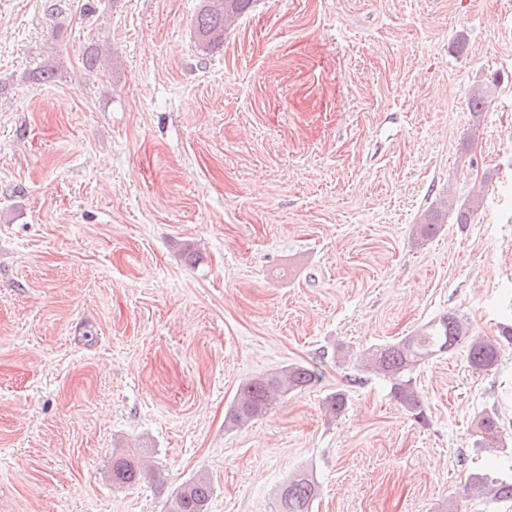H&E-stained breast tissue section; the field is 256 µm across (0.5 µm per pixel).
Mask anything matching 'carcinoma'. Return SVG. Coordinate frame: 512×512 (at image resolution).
<instances>
[{"label": "carcinoma", "mask_w": 512, "mask_h": 512, "mask_svg": "<svg viewBox=\"0 0 512 512\" xmlns=\"http://www.w3.org/2000/svg\"><path fill=\"white\" fill-rule=\"evenodd\" d=\"M253 0H200L195 21L197 48L208 54L224 44V32L246 12ZM474 205L458 204L441 199L428 210L416 225L422 239L432 237L439 225L447 222L469 224ZM512 344V322L499 326L495 336H480L456 314L450 312L420 326L413 334L395 342L380 344L368 350L363 371L378 375L389 383L391 393L414 420L426 419L424 402L413 383L416 367L462 344L468 366L482 373L498 365L501 345ZM320 380L317 369L303 364H290L280 370L254 377L242 383L226 413L224 423L229 429L239 428L266 413L280 397L314 386ZM475 447L500 451L512 446V434L507 432L498 410L481 411L473 428ZM144 449L123 448L112 456V484L130 487L139 481ZM318 487L312 475L299 472L281 486L273 512H312ZM466 497L488 506L512 504V477L494 470H475L467 475ZM211 481L199 476L174 492L167 501V512H207L212 496Z\"/></svg>", "instance_id": "1"}]
</instances>
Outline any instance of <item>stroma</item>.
Wrapping results in <instances>:
<instances>
[{
  "instance_id": "obj_1",
  "label": "stroma",
  "mask_w": 512,
  "mask_h": 512,
  "mask_svg": "<svg viewBox=\"0 0 512 512\" xmlns=\"http://www.w3.org/2000/svg\"><path fill=\"white\" fill-rule=\"evenodd\" d=\"M199 4L0 0V512H166L200 474L208 512H272L303 469L313 512H485L465 479L506 460L472 422L512 432V347L422 364L423 423L349 379L448 313L512 318V0H254L206 55ZM446 194L472 222L418 240ZM291 363L319 384L227 429ZM133 445L162 481L113 485ZM475 448L489 451L505 450L512 444V434L507 432L497 409L482 410L474 424Z\"/></svg>"
}]
</instances>
